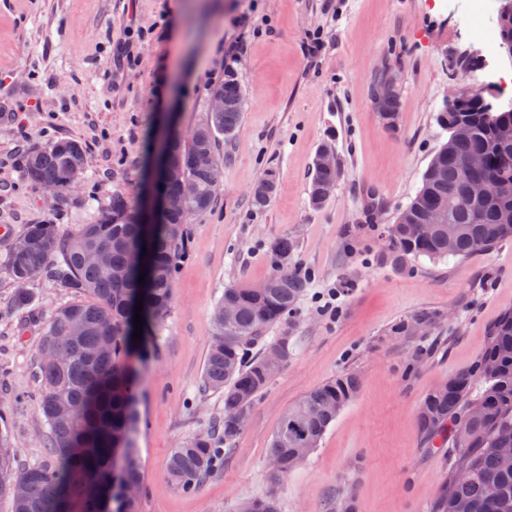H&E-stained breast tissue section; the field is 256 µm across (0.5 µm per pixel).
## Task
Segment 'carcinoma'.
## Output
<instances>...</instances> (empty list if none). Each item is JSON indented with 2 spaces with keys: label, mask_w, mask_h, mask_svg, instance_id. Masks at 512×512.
Segmentation results:
<instances>
[{
  "label": "carcinoma",
  "mask_w": 512,
  "mask_h": 512,
  "mask_svg": "<svg viewBox=\"0 0 512 512\" xmlns=\"http://www.w3.org/2000/svg\"><path fill=\"white\" fill-rule=\"evenodd\" d=\"M215 94L236 106L210 114L187 141L169 132L156 145V154L166 156L177 170L175 176L161 178L167 202L161 217L147 215L115 191L93 223L67 233L50 222L34 224L21 238L23 247L9 253L5 266L15 278L37 279L92 298L55 309L38 349L35 397L48 426L54 462L21 463L7 431L0 429V497L11 500L13 512H137V501L110 492L114 480L121 486H143L133 407L139 374L131 360L147 352L156 339L153 326L169 312L177 266L188 242L180 210L192 207L203 213L212 207L222 177L215 153L217 135H233L242 120L244 96L234 74L216 86ZM458 120L468 123V135L451 136L438 148L421 188L388 228L389 244L399 255L462 260L512 238V143L501 141L496 133L499 125L512 124V108L484 112L476 100L468 99L438 114L448 131ZM201 150L211 155L210 165L197 163ZM473 154L484 156L487 166L468 173L462 161ZM76 168L84 169L82 146L64 139L28 151L23 176L39 185L54 184L64 193L71 188ZM468 178L498 181L508 186V192L485 202H465L462 184ZM336 179V168L314 166L310 203L321 205L319 190ZM268 181V190L252 193L253 207L270 203L276 190L274 175ZM440 208L448 209L457 227L451 250L448 225H437L432 236L417 230L429 211ZM143 251L148 258L145 266L133 261ZM293 251L292 239H275L270 245L271 287L261 293L227 287L214 310L201 387L224 397V418L207 435L192 436L171 450L169 479L184 492L198 490L223 465L224 449L216 438L229 444L241 434L231 412H248L255 397L288 363L285 359L274 370L265 369L268 354L288 345V337L268 341L265 332L291 317L307 287L306 274L290 264ZM142 270L146 275L141 283ZM139 301L142 338L135 341ZM226 304L236 309L229 323L224 322ZM358 388L356 375L344 373L288 408L267 451L283 458L281 475L317 446ZM417 421L431 444L455 449L448 482L430 512H512V467L503 464L498 452L512 447L511 312L490 326L485 351L471 367L451 374L444 385L424 396ZM252 505L255 512H278L272 492L252 499Z\"/></svg>",
  "instance_id": "cac0c4a2"
}]
</instances>
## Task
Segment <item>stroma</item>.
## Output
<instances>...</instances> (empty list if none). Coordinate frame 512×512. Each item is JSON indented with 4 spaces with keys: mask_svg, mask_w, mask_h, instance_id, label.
I'll return each instance as SVG.
<instances>
[{
    "mask_svg": "<svg viewBox=\"0 0 512 512\" xmlns=\"http://www.w3.org/2000/svg\"><path fill=\"white\" fill-rule=\"evenodd\" d=\"M474 40L453 5L432 0H0V428L26 464L51 460L33 394L37 351L54 308L72 293L33 281L12 308L4 263L34 224L68 232L92 223L110 194L153 190L161 132L206 123L214 87L234 74L244 93L240 129L219 137L222 182L211 210L188 224L171 309L135 365L137 446L145 491L138 512H237L276 491L281 512H428L448 478L447 449L428 446L416 414L425 394L483 353L490 326L512 312V239L464 260L394 257L387 229L415 197L448 138L437 122L449 90H483L512 70L503 50L468 61ZM392 81L399 108L384 120L375 86ZM80 143L84 180L51 196L24 179L27 150ZM336 151V190L309 201L323 145ZM265 208L250 192L266 174ZM293 239L309 277L292 322L287 365L256 397L224 467L186 493L168 477L171 449L223 417L201 380L212 315L228 286L272 273L268 246ZM428 312L424 336L398 324ZM360 391L317 447L271 480L267 448L282 415L343 373Z\"/></svg>",
    "mask_w": 512,
    "mask_h": 512,
    "instance_id": "35a3bbf8",
    "label": "stroma"
}]
</instances>
